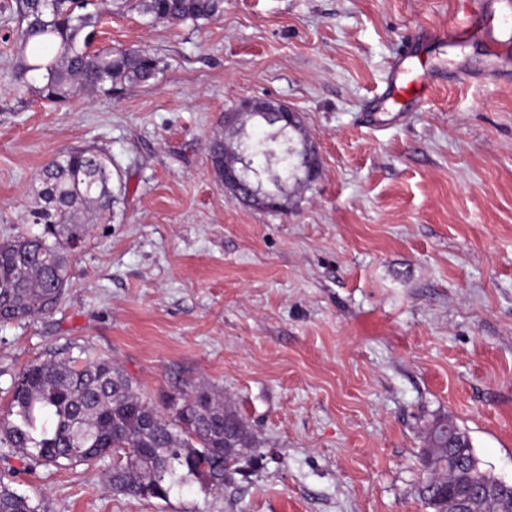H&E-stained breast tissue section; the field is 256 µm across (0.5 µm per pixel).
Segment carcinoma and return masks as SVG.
Masks as SVG:
<instances>
[{"mask_svg":"<svg viewBox=\"0 0 512 512\" xmlns=\"http://www.w3.org/2000/svg\"><path fill=\"white\" fill-rule=\"evenodd\" d=\"M108 0L89 9L76 0H15L23 25L13 69L18 86L42 99L62 103L80 87L120 93L131 84H148L159 61L136 47L90 49ZM122 5L169 24L209 21L223 0H122ZM273 104L252 118L259 135H237L241 177L249 187L280 178L297 179L298 162L288 153L289 130L268 119ZM209 159L224 180V139L209 146ZM37 201L31 223L38 235L0 242V323L47 313L70 282L69 255L75 240H85L93 224L114 213L112 156L93 147L48 161L37 175ZM435 419L425 432L422 461L426 477L418 494L433 512H455L474 485L486 493L472 499V512H512V494L502 480L477 467L467 433L448 447ZM0 441L37 465H93L110 455L113 489L144 499L166 500L176 487L198 483L214 493L236 483L243 452L257 448L245 419L230 402L207 388L195 389L174 411L164 414L144 401L132 380L110 359L48 358L24 369L13 383ZM0 512H39V506L0 479Z\"/></svg>","mask_w":512,"mask_h":512,"instance_id":"1","label":"carcinoma"}]
</instances>
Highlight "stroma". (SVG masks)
Listing matches in <instances>:
<instances>
[{
	"mask_svg": "<svg viewBox=\"0 0 512 512\" xmlns=\"http://www.w3.org/2000/svg\"><path fill=\"white\" fill-rule=\"evenodd\" d=\"M0 0V240L30 223L51 158L112 156L120 202L71 258L47 315L0 324V415L51 356L116 361L161 412L207 386L259 446L223 493H114L112 458L38 466L0 443V478L43 512H430L417 485L435 418L512 484V25L497 52L435 46L476 72L415 108L372 105L408 34L464 0H224L201 28L113 10L101 47L160 61L118 96L17 90ZM301 118L317 166L282 210L228 193L209 159L241 99Z\"/></svg>",
	"mask_w": 512,
	"mask_h": 512,
	"instance_id": "1",
	"label": "stroma"
}]
</instances>
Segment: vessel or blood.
Listing matches in <instances>:
<instances>
[{
	"label": "vessel or blood",
	"instance_id": "b4317fda",
	"mask_svg": "<svg viewBox=\"0 0 512 512\" xmlns=\"http://www.w3.org/2000/svg\"><path fill=\"white\" fill-rule=\"evenodd\" d=\"M470 2L468 19L464 27L446 31L421 29L404 43L399 56L392 63V80L376 97L378 103L382 104L400 96L418 102L424 99L430 88L444 81V74L431 71L425 74L421 83L415 85L414 88L409 89L399 85L398 79L405 69V62L407 59L415 57L418 46L436 41L452 45L478 41L484 43L488 48H495V33L512 21V11L489 9L484 0H470Z\"/></svg>",
	"mask_w": 512,
	"mask_h": 512
}]
</instances>
